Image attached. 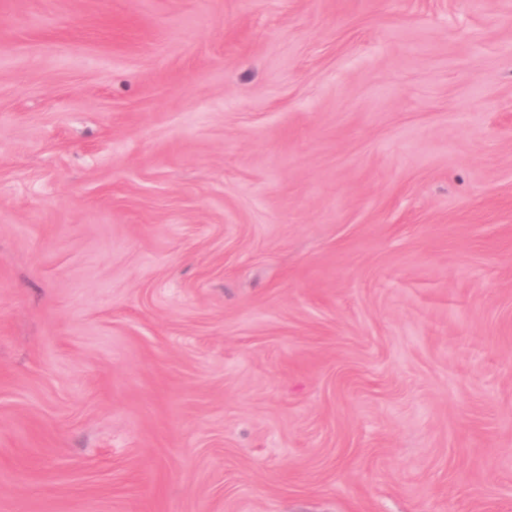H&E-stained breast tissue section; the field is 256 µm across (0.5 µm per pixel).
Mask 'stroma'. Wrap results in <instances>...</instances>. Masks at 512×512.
Masks as SVG:
<instances>
[{"label": "stroma", "mask_w": 512, "mask_h": 512, "mask_svg": "<svg viewBox=\"0 0 512 512\" xmlns=\"http://www.w3.org/2000/svg\"><path fill=\"white\" fill-rule=\"evenodd\" d=\"M0 512H512V0H0Z\"/></svg>", "instance_id": "35a3bbf8"}]
</instances>
